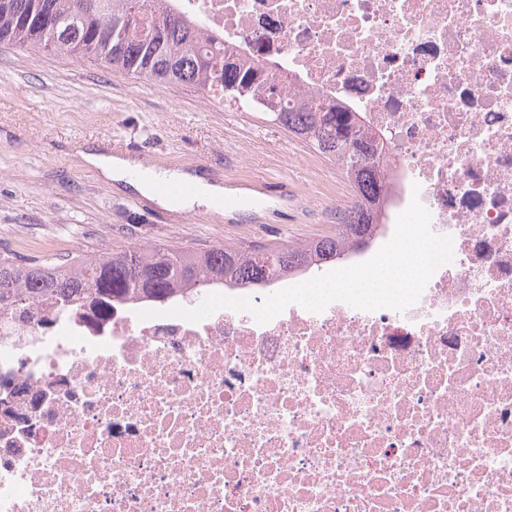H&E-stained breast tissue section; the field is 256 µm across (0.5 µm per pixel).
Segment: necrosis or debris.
Instances as JSON below:
<instances>
[{
    "label": "necrosis or debris",
    "mask_w": 512,
    "mask_h": 512,
    "mask_svg": "<svg viewBox=\"0 0 512 512\" xmlns=\"http://www.w3.org/2000/svg\"><path fill=\"white\" fill-rule=\"evenodd\" d=\"M364 112L440 266L405 311L0 313V512H512V0H176Z\"/></svg>",
    "instance_id": "obj_1"
}]
</instances>
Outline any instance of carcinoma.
Wrapping results in <instances>:
<instances>
[{"label":"carcinoma","mask_w":512,"mask_h":512,"mask_svg":"<svg viewBox=\"0 0 512 512\" xmlns=\"http://www.w3.org/2000/svg\"><path fill=\"white\" fill-rule=\"evenodd\" d=\"M169 0H0V43L92 59L140 81L191 85L243 112H256L338 164L365 204L352 209L334 236L306 247L247 249L229 244L198 250L135 246L75 257L61 266L0 255V310L42 300L69 311L84 292L114 302L167 299L216 285L250 287L286 272L327 263L371 239L386 194L382 152L359 113L323 96H297L259 61L224 55V41L177 15ZM273 96L278 108L257 102Z\"/></svg>","instance_id":"obj_1"}]
</instances>
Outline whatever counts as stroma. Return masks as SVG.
<instances>
[{"mask_svg":"<svg viewBox=\"0 0 512 512\" xmlns=\"http://www.w3.org/2000/svg\"><path fill=\"white\" fill-rule=\"evenodd\" d=\"M108 139L127 157L250 189L259 204L221 215L161 207L84 161ZM352 194L336 166L256 113L190 86L0 45V254L83 257L140 242L275 248L334 233L330 209Z\"/></svg>","mask_w":512,"mask_h":512,"instance_id":"1","label":"stroma"}]
</instances>
